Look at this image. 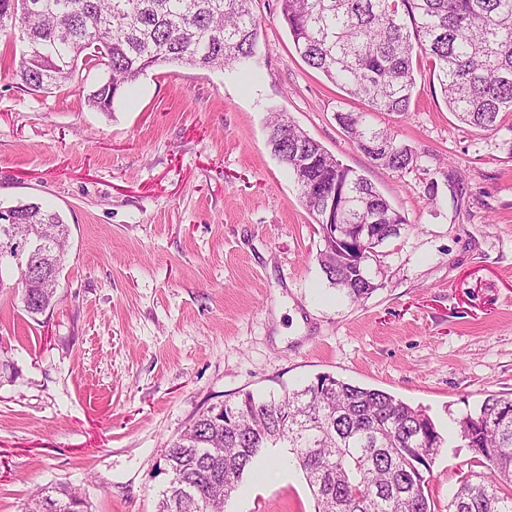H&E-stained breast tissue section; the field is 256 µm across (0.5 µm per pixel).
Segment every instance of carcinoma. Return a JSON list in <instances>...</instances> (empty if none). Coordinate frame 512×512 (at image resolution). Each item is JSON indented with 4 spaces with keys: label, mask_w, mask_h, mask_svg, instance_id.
Segmentation results:
<instances>
[{
    "label": "carcinoma",
    "mask_w": 512,
    "mask_h": 512,
    "mask_svg": "<svg viewBox=\"0 0 512 512\" xmlns=\"http://www.w3.org/2000/svg\"><path fill=\"white\" fill-rule=\"evenodd\" d=\"M295 50L313 69L371 111H409L414 63L429 62L448 110L491 129L512 112V0H283ZM259 21L251 0H0V36L24 50L14 76L23 88L72 83L84 69L109 76L87 94L108 112L153 67L181 63L207 70L245 65L256 54ZM345 131L377 164L402 171L413 162L394 134L372 128L366 112H348ZM267 146L293 170L297 151L313 161L312 179L352 188L336 222L373 225L383 243L405 220L373 184L341 165L283 114L268 124ZM14 235L36 224L53 245L35 259L57 275L69 236L59 213L38 202L13 206ZM319 263L330 283L354 301L371 294L363 266H345L325 250ZM24 306L44 312L53 288H31L20 273ZM458 435L481 470L461 473L448 512H512V396L490 395L457 421ZM444 443L425 411L388 392L322 374L300 389L266 400L251 393L198 415L161 449L171 475L156 512H224V506L271 448L296 456L316 512H435L423 470ZM41 491L24 512H88L75 492Z\"/></svg>",
    "instance_id": "obj_1"
}]
</instances>
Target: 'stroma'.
<instances>
[{
  "instance_id": "obj_1",
  "label": "stroma",
  "mask_w": 512,
  "mask_h": 512,
  "mask_svg": "<svg viewBox=\"0 0 512 512\" xmlns=\"http://www.w3.org/2000/svg\"><path fill=\"white\" fill-rule=\"evenodd\" d=\"M252 9L248 65L150 69L108 113L86 103L101 71L33 93L0 71V207L40 202L70 226L44 313L0 272V512L57 487L89 512H155L166 440L224 400L323 373L426 410L447 512L473 463L458 420L512 395V112L491 130L461 123L419 63L409 112L368 115L413 162L376 166L336 119L364 103L296 53L283 0ZM278 112L408 224L359 301L327 281L322 230L267 146ZM268 457L278 474H246L226 512H314L295 457Z\"/></svg>"
}]
</instances>
